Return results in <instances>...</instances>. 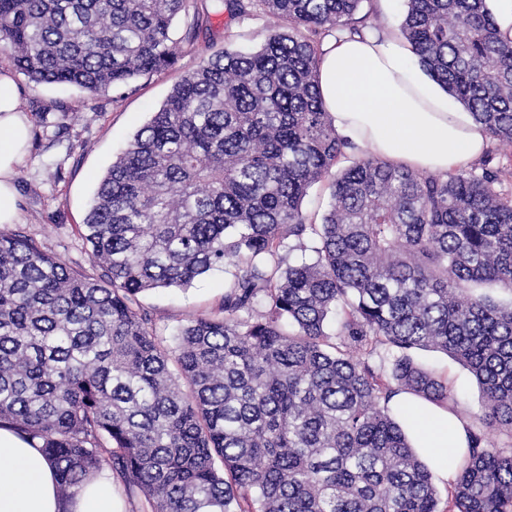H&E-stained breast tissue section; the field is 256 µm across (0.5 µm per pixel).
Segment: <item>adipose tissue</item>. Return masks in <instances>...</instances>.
I'll return each instance as SVG.
<instances>
[{"label":"adipose tissue","instance_id":"1","mask_svg":"<svg viewBox=\"0 0 512 512\" xmlns=\"http://www.w3.org/2000/svg\"><path fill=\"white\" fill-rule=\"evenodd\" d=\"M319 91L336 130L374 155L413 170L443 175L468 167L488 146L483 127L453 110L431 79L396 39L346 35L324 48ZM28 127L16 85L0 73V224L19 219L14 176L26 152ZM393 411L425 414L409 440L431 471L451 480L449 451L464 454L468 432L448 409L408 393L393 397ZM0 512H112V481L101 474L70 500L41 451L13 429L0 428Z\"/></svg>","mask_w":512,"mask_h":512}]
</instances>
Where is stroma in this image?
Listing matches in <instances>:
<instances>
[{
    "label": "stroma",
    "mask_w": 512,
    "mask_h": 512,
    "mask_svg": "<svg viewBox=\"0 0 512 512\" xmlns=\"http://www.w3.org/2000/svg\"><path fill=\"white\" fill-rule=\"evenodd\" d=\"M403 13L404 0H363L357 19L361 28L396 37ZM226 21L223 15L210 19L214 49L259 47L272 23L268 15L256 14L241 25L238 36L229 38ZM200 62V55L184 53L161 72L138 77L119 90L109 87L90 95L71 86L31 82L16 70L10 55L0 51V69L12 72L20 107L30 121L27 157L15 175L19 230L35 236L67 265L89 269L81 231L98 179L181 77ZM224 291V272L217 269L184 289L145 292L140 302L169 336L192 318L217 311ZM413 356L447 378L454 394L449 409L467 425L478 426L481 389L471 372L434 349L417 350Z\"/></svg>",
    "instance_id": "35a3bbf8"
}]
</instances>
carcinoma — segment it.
Instances as JSON below:
<instances>
[{
	"mask_svg": "<svg viewBox=\"0 0 512 512\" xmlns=\"http://www.w3.org/2000/svg\"><path fill=\"white\" fill-rule=\"evenodd\" d=\"M362 0H0V47L36 83L116 89L209 49L210 17L261 10L259 49L208 56L99 180L84 221L94 272L0 232V427L41 449L63 498L107 472L151 512H440L394 414L441 405L432 348L512 435V193L501 171L437 176L349 158L318 91L322 42L360 35ZM419 65L512 148V39L488 0H404ZM322 183L329 208L302 210ZM295 242L308 253L290 261ZM223 268L224 301L168 343L139 295ZM393 352L390 375L369 364ZM448 512H512V445L469 431Z\"/></svg>",
	"mask_w": 512,
	"mask_h": 512,
	"instance_id": "1",
	"label": "carcinoma"
}]
</instances>
